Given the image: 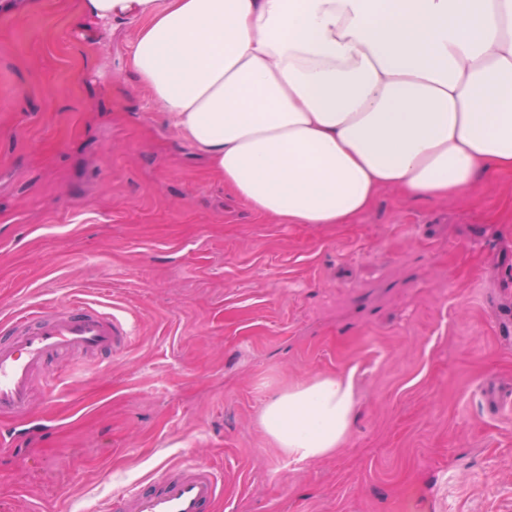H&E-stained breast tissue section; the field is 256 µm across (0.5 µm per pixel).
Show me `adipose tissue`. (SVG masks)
I'll list each match as a JSON object with an SVG mask.
<instances>
[{"label":"adipose tissue","mask_w":512,"mask_h":512,"mask_svg":"<svg viewBox=\"0 0 512 512\" xmlns=\"http://www.w3.org/2000/svg\"><path fill=\"white\" fill-rule=\"evenodd\" d=\"M140 26L130 64L233 196L282 224H345L390 187L442 201L512 171V0H83ZM352 374L278 393L295 462L333 454Z\"/></svg>","instance_id":"obj_1"}]
</instances>
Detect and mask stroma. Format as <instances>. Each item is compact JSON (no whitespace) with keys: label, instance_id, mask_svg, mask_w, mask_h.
<instances>
[{"label":"stroma","instance_id":"1","mask_svg":"<svg viewBox=\"0 0 512 512\" xmlns=\"http://www.w3.org/2000/svg\"><path fill=\"white\" fill-rule=\"evenodd\" d=\"M138 23L0 0V317L84 297L135 320L41 383L0 448V512H88L185 458L214 512H512V172L445 201L380 190L347 224L237 202L137 82ZM353 372L336 454L288 462L260 415Z\"/></svg>","mask_w":512,"mask_h":512}]
</instances>
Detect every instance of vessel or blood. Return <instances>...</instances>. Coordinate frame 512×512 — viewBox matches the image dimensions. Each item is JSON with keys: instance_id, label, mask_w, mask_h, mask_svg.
<instances>
[{"instance_id": "obj_1", "label": "vessel or blood", "mask_w": 512, "mask_h": 512, "mask_svg": "<svg viewBox=\"0 0 512 512\" xmlns=\"http://www.w3.org/2000/svg\"><path fill=\"white\" fill-rule=\"evenodd\" d=\"M132 333L130 318L79 299L58 314L31 307L0 320V419L27 415L37 373L62 356L109 359ZM223 491V471L193 462L172 464L113 491L92 512H212Z\"/></svg>"}]
</instances>
